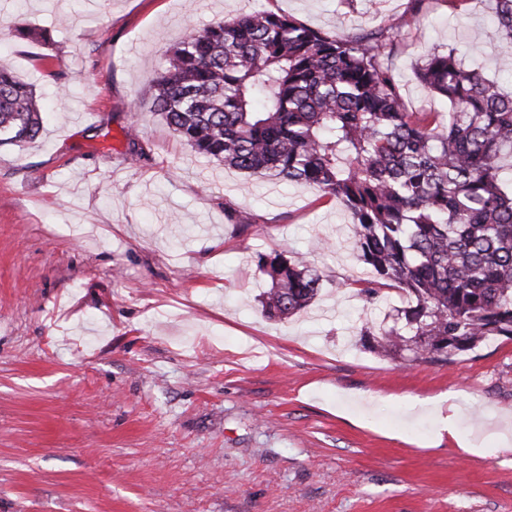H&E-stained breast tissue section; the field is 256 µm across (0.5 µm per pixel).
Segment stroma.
Here are the masks:
<instances>
[{
  "label": "stroma",
  "mask_w": 512,
  "mask_h": 512,
  "mask_svg": "<svg viewBox=\"0 0 512 512\" xmlns=\"http://www.w3.org/2000/svg\"><path fill=\"white\" fill-rule=\"evenodd\" d=\"M258 6L332 36L392 27L411 112L448 110L416 76L436 50L512 85L488 0H0V64L44 103L39 139L0 146V512H512V340L370 349L362 326L407 301L358 295L345 206L224 168L156 112L186 26ZM274 252L322 277L287 319L260 303ZM449 391L452 436L421 404Z\"/></svg>",
  "instance_id": "1"
}]
</instances>
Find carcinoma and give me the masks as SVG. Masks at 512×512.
I'll return each mask as SVG.
<instances>
[{"label": "carcinoma", "instance_id": "obj_1", "mask_svg": "<svg viewBox=\"0 0 512 512\" xmlns=\"http://www.w3.org/2000/svg\"><path fill=\"white\" fill-rule=\"evenodd\" d=\"M490 3L509 49L512 0ZM394 41L386 26L333 37L259 10L188 30L151 91L194 152L341 202L374 274L358 294L373 303L390 285L414 301L393 326L361 335L386 356L445 362L512 339V93L434 52L418 76L450 111L410 112L383 63ZM41 127V98L0 66V145L31 142ZM259 267L270 318L304 309L321 288L317 271L280 253Z\"/></svg>", "mask_w": 512, "mask_h": 512}]
</instances>
